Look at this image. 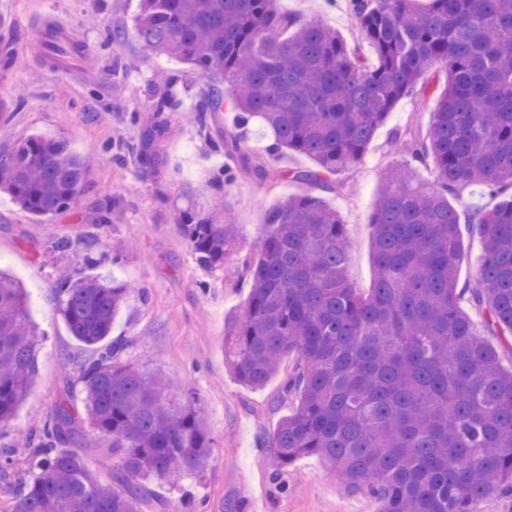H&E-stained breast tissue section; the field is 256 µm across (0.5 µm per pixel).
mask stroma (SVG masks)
Returning <instances> with one entry per match:
<instances>
[{
    "instance_id": "stroma-1",
    "label": "stroma",
    "mask_w": 512,
    "mask_h": 512,
    "mask_svg": "<svg viewBox=\"0 0 512 512\" xmlns=\"http://www.w3.org/2000/svg\"><path fill=\"white\" fill-rule=\"evenodd\" d=\"M276 7L304 20H324L350 47L367 50L346 0H276ZM0 12L16 20L12 33L0 35V57L11 60L8 70L0 69V99L15 109L11 121L0 124V153L42 135L64 138L77 154L96 159L75 205L52 218L24 212L0 191V270L27 292L39 365L26 400L0 425V439L14 446L13 477L28 468L32 450L26 435L53 414L64 396L65 377L89 353L71 336L53 293L54 269L76 264L78 255L53 251L52 244L63 237L81 244L92 233L123 243L117 263L99 267V274L136 287L114 321L113 338L127 344L140 366L162 371L197 393L210 429L208 466L176 488H157L160 499L181 500L191 512H377V503L346 492L318 457L279 464L267 442L293 403L282 393V376L259 389L233 380L224 361V320L247 303L241 261L255 251L264 211L292 195L314 193L341 214L351 243L349 277L359 288H370L371 220L386 142L394 129L409 124L426 131L428 106L444 87L443 75L426 76L425 98L411 95L399 103L357 168L337 175L335 189L240 176L228 195L241 226L239 250L223 270L208 273L197 266L174 216L226 164L211 143L230 127V112L209 114L203 130L186 120L195 109L197 77L178 59L143 52L135 36L139 0H0ZM49 18L74 29L88 50L76 75L54 71L34 50L29 33L41 30ZM116 28L125 38L107 42V31ZM164 92L180 98L183 109L169 115L157 146L160 159L146 167L130 147L154 120L148 101ZM133 112L139 113V123L129 122ZM108 202L123 213L122 223L100 225Z\"/></svg>"
}]
</instances>
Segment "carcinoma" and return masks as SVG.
Listing matches in <instances>:
<instances>
[{
	"mask_svg": "<svg viewBox=\"0 0 512 512\" xmlns=\"http://www.w3.org/2000/svg\"><path fill=\"white\" fill-rule=\"evenodd\" d=\"M372 57L348 48L320 19L277 10L275 0H142L136 35L143 49L181 60L205 82L198 112L229 109L236 127L213 146L233 164L210 184L220 193L239 173L260 180L332 185L359 164L397 103L430 68L444 88L421 137L390 140L411 158L385 166L372 225L374 278L363 291L339 213L312 194L263 214L255 253L242 261L244 310L224 327L235 380L261 388L285 372L296 401L270 438L282 465L317 456L344 488L378 512H479L487 496L512 494V199L463 213L450 199L466 189L512 187V0H349ZM163 93L148 109V146L163 138ZM269 153L308 157L312 169L271 172L241 152L252 124ZM432 171L423 180L412 163ZM88 161L66 139L33 135L0 154V189L21 210L51 218L84 189ZM196 264L217 271L237 250L228 207L198 204L175 217ZM482 245L473 278L460 280L462 229ZM82 266L57 279L59 313L95 355L78 363L51 418L31 431L28 476L11 512H144L150 486L202 471L212 455L200 401L161 371H147L105 343L132 286L87 272L115 251L85 244ZM484 315L500 348L465 310ZM38 373L26 294L0 271V424L12 418ZM79 391L84 421L120 461L105 483L86 465L81 426L69 399Z\"/></svg>",
	"mask_w": 512,
	"mask_h": 512,
	"instance_id": "cac0c4a2",
	"label": "carcinoma"
}]
</instances>
